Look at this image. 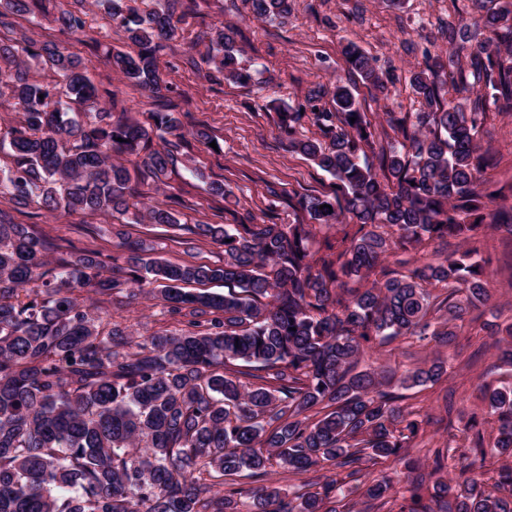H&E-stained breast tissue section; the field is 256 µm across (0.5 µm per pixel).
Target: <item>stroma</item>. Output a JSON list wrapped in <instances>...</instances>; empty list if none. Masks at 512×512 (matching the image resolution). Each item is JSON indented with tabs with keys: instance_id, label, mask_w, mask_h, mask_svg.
Wrapping results in <instances>:
<instances>
[{
	"instance_id": "35a3bbf8",
	"label": "stroma",
	"mask_w": 512,
	"mask_h": 512,
	"mask_svg": "<svg viewBox=\"0 0 512 512\" xmlns=\"http://www.w3.org/2000/svg\"><path fill=\"white\" fill-rule=\"evenodd\" d=\"M69 3L32 0L28 14L10 13L6 19L32 42H51L81 57L98 89L116 91L118 106L129 119L149 123L160 102L176 113L185 137L165 185L158 187L142 178L136 164H129L128 169L130 186L142 202L170 205L185 224L232 223V216L220 211L222 199L209 192L213 181L227 184L239 201L238 211L251 212L257 223H309L306 212L289 205L287 193L327 192L332 179L281 143L276 129L278 110L303 106L312 90L332 86L340 79L356 85L362 109L379 142H387L391 130L385 113L416 112L422 107L408 80L413 71L424 66L428 35L437 33L447 22H469L478 15L474 0H401L397 5L390 0H292L287 22L279 24L255 19L244 0H194L193 16L159 55L167 85L155 96L113 73L106 64L105 49L125 48L127 40L103 10L89 13L86 32L78 37L57 24V17ZM217 23L237 30V42L243 48L241 61L255 72L250 86L226 82L214 67L193 66V59L205 51L197 35ZM349 42L374 57L378 68L395 66V78L384 96L372 97L357 77L348 74L342 49ZM198 129L209 133V141L195 137ZM483 143L495 151L497 160L487 189L507 188L502 204L510 206L512 116L492 115ZM271 184L285 190V197L271 196L267 191ZM26 221L66 257L86 248L119 255L118 245L127 233L141 240L153 256L173 263L217 264L224 256L221 248L194 236L158 225L122 224L104 215L61 210L51 214L35 208ZM475 245L478 259L492 276L491 298L479 309L478 319L465 320L446 374L437 382L403 393L399 402L403 412L423 423L422 444L405 450L400 460L364 464L363 487L384 475L391 478L394 487H402L414 467H431L433 450L445 449L450 441L462 449L470 447L472 437L462 431L470 417H477L484 435L492 433L489 415L477 393L482 384L512 382V368L498 367V351L487 344L488 323L497 317L512 319V243L489 229L479 235ZM80 301L103 314L105 321L120 324L138 336L178 333L185 328L156 300L141 298L121 309L113 306L108 295L85 293ZM434 356L432 343L399 339L387 345L384 353L367 351L360 365L382 366L399 375Z\"/></svg>"
}]
</instances>
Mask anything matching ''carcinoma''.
<instances>
[{
  "label": "carcinoma",
  "instance_id": "1",
  "mask_svg": "<svg viewBox=\"0 0 512 512\" xmlns=\"http://www.w3.org/2000/svg\"><path fill=\"white\" fill-rule=\"evenodd\" d=\"M136 0H95L124 28L128 49L106 56L126 80L155 93L165 85L163 42L186 18L179 0L138 10ZM471 24L439 28L450 51L426 53L409 85L420 112L386 113L397 142L376 144L374 125L350 86L336 81L330 104L318 88L308 109L278 112L279 138L334 180L327 193L300 194L310 224H182L166 205L144 207L118 160L134 158L143 177L162 182L175 165L171 138L182 137L171 112L152 123L112 120L87 66L55 46L34 47L20 32L0 43V97L9 91L21 119L0 131V197L16 208L118 214L129 224L165 226L224 249V262L143 261L133 247L124 263L85 249L55 266L48 242L0 210V512H346L345 486L364 461L396 457L420 424L400 417L399 396L373 369L366 350L407 336L449 346L457 322L489 301L484 266L466 261L486 225L512 241V206L491 208L479 187L494 166L481 140L489 111L512 112V0L487 7ZM57 21L86 27L83 0ZM261 21H283L288 0H247ZM203 60L224 80L248 85L229 26L206 34ZM53 71L31 82L19 53ZM348 72L375 94L392 75L352 42ZM355 121H350V118ZM309 120L317 137H297ZM327 208L320 209V206ZM345 225L335 240L324 231ZM463 246L409 273L375 270L395 248ZM224 282V294L191 284ZM439 285L432 294L426 285ZM89 290L144 295L167 314L188 318L181 333L135 338L100 330L102 319L78 301ZM496 340L512 367V324ZM445 361L398 380L410 388L437 381ZM497 436L476 435L463 451L436 453L429 476L406 481L398 512H512V465L489 491L477 463L512 457V386L482 390ZM341 469L312 489L288 495L269 476L278 466L302 475L323 464ZM261 483L249 494L241 473Z\"/></svg>",
  "mask_w": 512,
  "mask_h": 512
}]
</instances>
